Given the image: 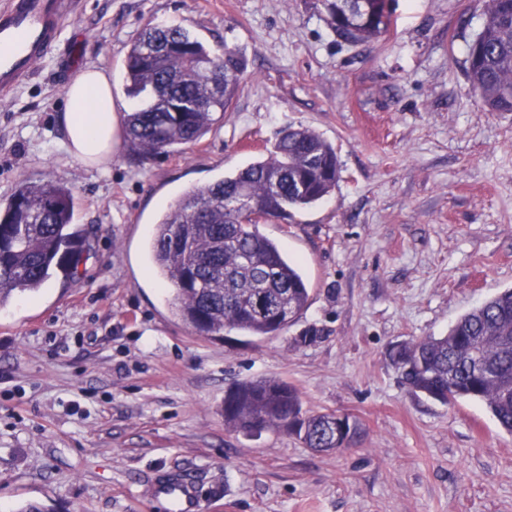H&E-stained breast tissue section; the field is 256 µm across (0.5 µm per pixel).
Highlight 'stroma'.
I'll use <instances>...</instances> for the list:
<instances>
[{
  "mask_svg": "<svg viewBox=\"0 0 512 512\" xmlns=\"http://www.w3.org/2000/svg\"><path fill=\"white\" fill-rule=\"evenodd\" d=\"M392 8L386 34L352 46L318 0H82L57 55L0 96V206L20 179L64 180L88 241L73 276L0 309V512H162L149 487L163 474L193 479L201 512H512V434L481 402L409 393L388 358L512 288V112L466 78L483 0ZM149 23L237 52L243 89L200 144L140 163L119 124L111 159L85 166L63 142L60 63L111 73L125 117L126 45ZM290 125L339 162L327 197L260 227L309 305L272 337H201L149 270L152 228ZM311 326L321 339L300 345ZM265 378L356 417L361 443L318 453L285 431L225 430L226 390Z\"/></svg>",
  "mask_w": 512,
  "mask_h": 512,
  "instance_id": "35a3bbf8",
  "label": "stroma"
}]
</instances>
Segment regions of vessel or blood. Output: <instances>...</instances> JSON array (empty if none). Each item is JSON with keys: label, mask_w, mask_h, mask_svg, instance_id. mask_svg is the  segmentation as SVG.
<instances>
[{"label": "vessel or blood", "mask_w": 512, "mask_h": 512, "mask_svg": "<svg viewBox=\"0 0 512 512\" xmlns=\"http://www.w3.org/2000/svg\"><path fill=\"white\" fill-rule=\"evenodd\" d=\"M80 0H0V93H12L35 73L37 63L63 42ZM165 512H199L191 481L175 478L154 493Z\"/></svg>", "instance_id": "b4317fda"}]
</instances>
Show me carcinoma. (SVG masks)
<instances>
[{"instance_id":"obj_1","label":"carcinoma","mask_w":512,"mask_h":512,"mask_svg":"<svg viewBox=\"0 0 512 512\" xmlns=\"http://www.w3.org/2000/svg\"><path fill=\"white\" fill-rule=\"evenodd\" d=\"M320 2L330 28L348 44L370 42L391 25L382 0H354L350 12L348 0ZM484 15L469 48L467 80L483 106L512 112V0H485ZM124 67L127 95L150 98L124 120L129 150L142 162L200 143L238 95L244 62L184 28L148 27L128 44ZM338 176L333 146L306 127L289 126L267 158L184 189L148 243L151 273L174 286L175 316L210 339L226 328L273 336L293 324L310 288L259 224L323 199ZM83 242L67 183L20 182L0 211V307L17 293L39 291L57 271L73 274ZM388 357L410 393L445 405L478 400L512 434V289L461 315L448 335L395 343ZM335 417L304 411L297 389L279 379L237 382L224 397L225 429L246 437L283 430L321 452L359 442L360 422L352 419L342 434Z\"/></svg>"}]
</instances>
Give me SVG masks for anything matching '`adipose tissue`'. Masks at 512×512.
<instances>
[{"label": "adipose tissue", "mask_w": 512, "mask_h": 512, "mask_svg": "<svg viewBox=\"0 0 512 512\" xmlns=\"http://www.w3.org/2000/svg\"><path fill=\"white\" fill-rule=\"evenodd\" d=\"M112 76L85 68L66 91L67 109L62 125L69 154L89 167L112 155V135L117 117L112 102Z\"/></svg>", "instance_id": "1"}]
</instances>
